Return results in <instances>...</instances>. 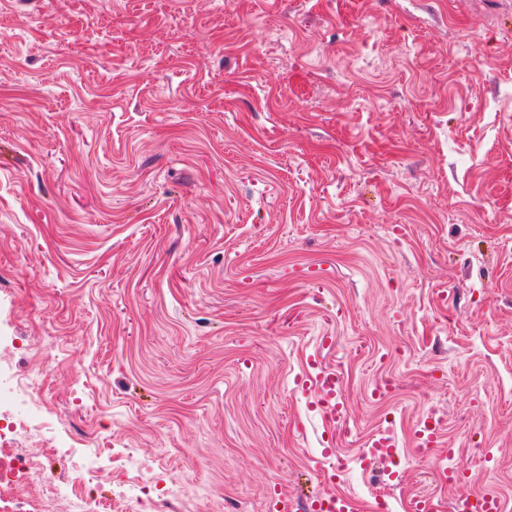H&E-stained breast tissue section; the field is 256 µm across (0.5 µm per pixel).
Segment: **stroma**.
Masks as SVG:
<instances>
[{"mask_svg":"<svg viewBox=\"0 0 512 512\" xmlns=\"http://www.w3.org/2000/svg\"><path fill=\"white\" fill-rule=\"evenodd\" d=\"M11 417L40 512L512 499V0H0ZM314 385L325 425L334 429L346 423L350 413L344 398L341 377L335 371L320 368L314 378ZM395 445L391 438L387 437L385 432H379L374 435L368 442L369 455L365 461L390 459L396 451ZM88 478L78 484L79 494L84 503L85 512H101V504L98 497L93 492V484L98 481L97 471H86ZM313 510L314 512H359L361 505L346 496L321 494L314 500Z\"/></svg>","mask_w":512,"mask_h":512,"instance_id":"obj_1","label":"stroma"}]
</instances>
